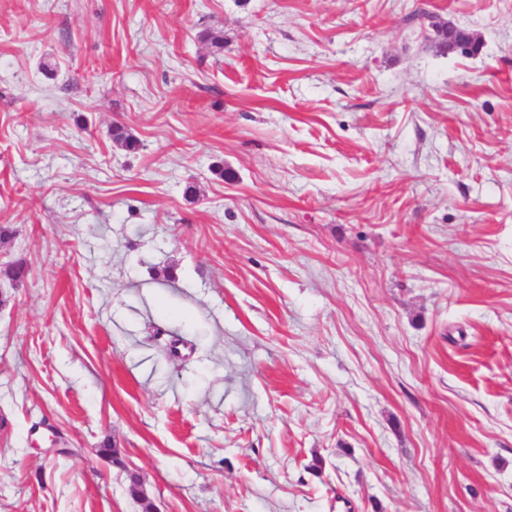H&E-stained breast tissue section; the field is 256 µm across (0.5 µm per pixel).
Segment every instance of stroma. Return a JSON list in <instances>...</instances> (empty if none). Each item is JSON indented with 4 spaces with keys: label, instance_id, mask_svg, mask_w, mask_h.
<instances>
[{
    "label": "stroma",
    "instance_id": "obj_1",
    "mask_svg": "<svg viewBox=\"0 0 512 512\" xmlns=\"http://www.w3.org/2000/svg\"><path fill=\"white\" fill-rule=\"evenodd\" d=\"M0 225V512H512V0H0ZM433 34L426 35L430 41L447 47L448 50H456L464 53L474 52L478 49V42L470 33L455 28L448 23V32L432 29Z\"/></svg>",
    "mask_w": 512,
    "mask_h": 512
}]
</instances>
